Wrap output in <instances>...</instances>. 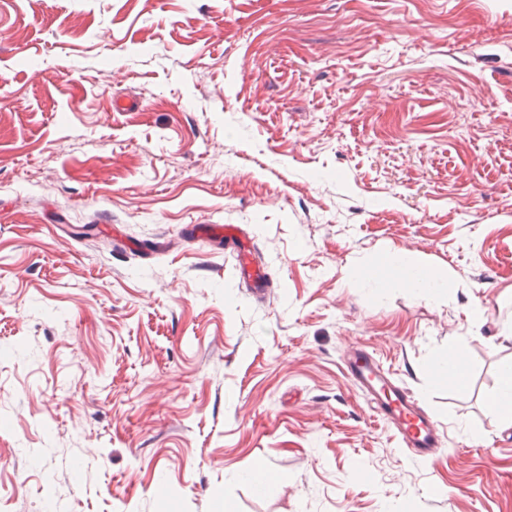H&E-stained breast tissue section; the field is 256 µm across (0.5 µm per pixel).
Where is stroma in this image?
<instances>
[{
	"label": "stroma",
	"instance_id": "35a3bbf8",
	"mask_svg": "<svg viewBox=\"0 0 512 512\" xmlns=\"http://www.w3.org/2000/svg\"><path fill=\"white\" fill-rule=\"evenodd\" d=\"M508 324L512 0H0V512H512ZM200 227L206 235L224 241V251L236 254L239 260L240 272L253 281H261L263 273L253 268L249 263L251 241L238 234L239 227L235 224H194ZM386 276L378 280L400 281L413 288L422 298L441 296L448 290V281L433 276L422 260L415 254H391L382 261ZM464 370L460 351L453 346L448 347V355H444L437 363L435 374L439 379L451 383H459ZM356 389L400 438L416 459H425L445 447L438 424L418 405L408 388L390 374L366 349L356 348L344 361ZM495 412L505 420H512V364L501 367V382L495 398Z\"/></svg>",
	"mask_w": 512,
	"mask_h": 512
}]
</instances>
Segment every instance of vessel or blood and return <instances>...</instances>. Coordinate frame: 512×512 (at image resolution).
<instances>
[{
  "instance_id": "1",
  "label": "vessel or blood",
  "mask_w": 512,
  "mask_h": 512,
  "mask_svg": "<svg viewBox=\"0 0 512 512\" xmlns=\"http://www.w3.org/2000/svg\"><path fill=\"white\" fill-rule=\"evenodd\" d=\"M203 231L223 240L225 251L236 254L242 275L257 282L262 280V272L249 263L251 242L239 235L237 225L207 224ZM344 365L354 386L370 403L373 412L398 435L415 458H427L445 446L446 438L438 424L420 408L410 390L393 377L372 353L354 349Z\"/></svg>"
}]
</instances>
